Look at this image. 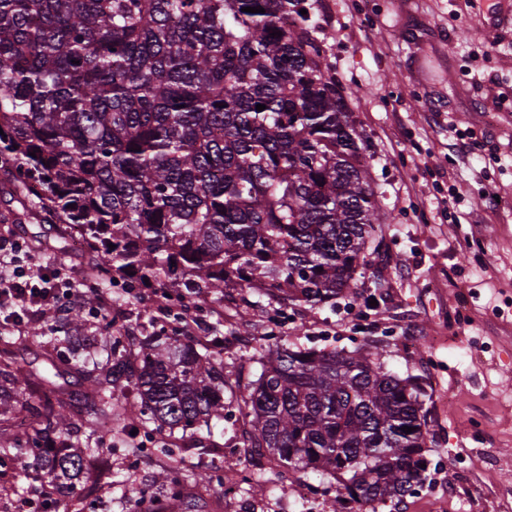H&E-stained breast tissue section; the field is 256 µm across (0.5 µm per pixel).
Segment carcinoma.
<instances>
[{
    "label": "carcinoma",
    "mask_w": 512,
    "mask_h": 512,
    "mask_svg": "<svg viewBox=\"0 0 512 512\" xmlns=\"http://www.w3.org/2000/svg\"><path fill=\"white\" fill-rule=\"evenodd\" d=\"M0 129V169L42 223L81 230L101 283L167 301L222 307L245 291L275 314L355 301L387 219L309 0H0ZM223 326L202 340L182 316L136 354L112 336L105 372L80 345L79 313L41 358L0 333V478L28 459L71 495L105 478L87 461L115 429L154 424L146 438L171 459L155 432L182 440L238 414L243 447L292 478L333 477L341 500L400 502L421 481L419 394L371 345L272 335L254 353L258 378L232 383ZM231 480L174 462L155 493L189 512L199 490ZM122 495L146 512L141 491Z\"/></svg>",
    "instance_id": "carcinoma-1"
}]
</instances>
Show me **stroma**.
Returning <instances> with one entry per match:
<instances>
[{
	"instance_id": "1",
	"label": "stroma",
	"mask_w": 512,
	"mask_h": 512,
	"mask_svg": "<svg viewBox=\"0 0 512 512\" xmlns=\"http://www.w3.org/2000/svg\"><path fill=\"white\" fill-rule=\"evenodd\" d=\"M327 34L326 55L337 81L351 94L357 128L371 144L370 172L389 221L380 225L359 276L362 301L336 307L295 306L280 334L316 349L353 351L372 345L386 368L421 390L429 431L423 483L400 504L379 512H512V27L484 30L486 14L471 0H314ZM471 129L466 155L452 150L455 129ZM460 186L464 223L445 217L442 198ZM498 202L486 207L485 193ZM19 203L0 202V247L11 250L14 279L26 282L44 268L69 308L22 297L0 303V325L38 347L41 337L82 312L85 333L104 336L102 315L88 298L97 284L87 256L61 257L58 231L41 236L38 222L18 223ZM180 307L153 294L125 291L111 317L118 328L144 336L168 325ZM252 324L246 344H224V371L256 379V348L272 329L265 313L238 305L225 311ZM479 417L488 432L471 431ZM213 446H183L185 465L224 473L248 456L222 455L237 445L231 423L217 425ZM92 464L111 482L71 497L72 512H126L121 497L132 486L152 495L165 458L141 450L136 437L113 435L112 449ZM313 503L292 490L266 485L228 502L214 486L200 512H341L335 479L308 474Z\"/></svg>"
}]
</instances>
